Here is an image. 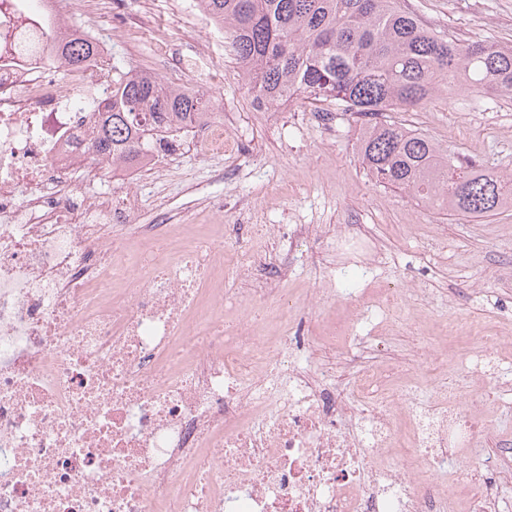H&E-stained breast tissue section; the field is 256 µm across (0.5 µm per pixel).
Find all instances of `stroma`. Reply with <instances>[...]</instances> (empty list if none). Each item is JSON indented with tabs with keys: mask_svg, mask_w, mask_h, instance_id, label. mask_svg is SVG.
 Here are the masks:
<instances>
[{
	"mask_svg": "<svg viewBox=\"0 0 512 512\" xmlns=\"http://www.w3.org/2000/svg\"><path fill=\"white\" fill-rule=\"evenodd\" d=\"M429 27L467 42L512 45V0H404ZM68 27L92 28L124 71L150 72L213 93V119L237 144L213 155L207 141L180 150L164 178L146 175L135 190L145 224H335L380 244L378 267L367 269L330 247L303 239L289 294L328 293L304 315L316 334L346 323L351 312L335 291L409 288L404 313L387 332L384 351L415 347L419 320L458 316L477 326L512 320V209L472 220L451 218L408 194L377 183L362 165V121L294 100L279 117L259 110L239 75L229 45L195 0H68ZM387 120L425 134L456 157L512 175V97H439ZM223 198L214 214L208 201ZM480 447L462 451L450 477L465 476L481 454L512 439V417L492 416Z\"/></svg>",
	"mask_w": 512,
	"mask_h": 512,
	"instance_id": "stroma-1",
	"label": "stroma"
}]
</instances>
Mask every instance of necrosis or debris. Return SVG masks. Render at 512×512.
Returning a JSON list of instances; mask_svg holds the SVG:
<instances>
[{"instance_id": "4bbe7bcc", "label": "necrosis or debris", "mask_w": 512, "mask_h": 512, "mask_svg": "<svg viewBox=\"0 0 512 512\" xmlns=\"http://www.w3.org/2000/svg\"><path fill=\"white\" fill-rule=\"evenodd\" d=\"M60 25L0 0V512H500L511 446L459 487L448 462L489 407L512 414L488 392L512 385V333L453 358L422 338L340 386L326 340L288 314L290 268L253 245L291 249L316 225L203 235L136 223L133 189L78 187L97 175L88 108L112 95L109 50L62 68L44 43ZM228 274L260 286L241 297ZM364 295L346 297L354 327L404 304Z\"/></svg>"}]
</instances>
